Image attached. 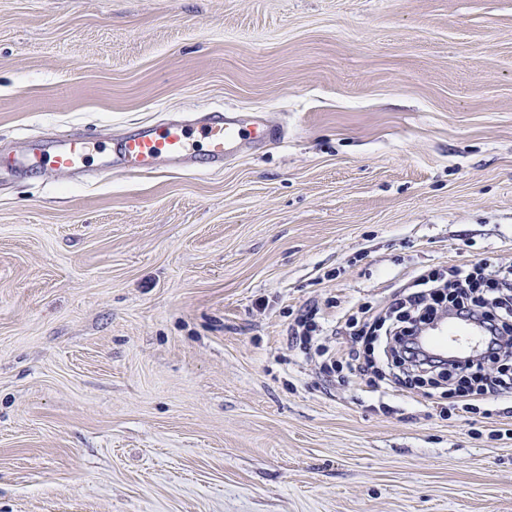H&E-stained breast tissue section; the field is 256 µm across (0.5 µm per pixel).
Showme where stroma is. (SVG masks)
<instances>
[{
	"instance_id": "35a3bbf8",
	"label": "stroma",
	"mask_w": 512,
	"mask_h": 512,
	"mask_svg": "<svg viewBox=\"0 0 512 512\" xmlns=\"http://www.w3.org/2000/svg\"><path fill=\"white\" fill-rule=\"evenodd\" d=\"M204 108L285 137L99 171ZM0 512H512V400L326 377L291 313L512 261V0H0ZM95 145L82 134H68L52 141L37 142L31 145L28 157L20 162L13 160V168H34L43 158L57 171L80 173L84 170L91 146Z\"/></svg>"
}]
</instances>
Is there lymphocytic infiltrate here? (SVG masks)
Returning <instances> with one entry per match:
<instances>
[{
  "instance_id": "1",
  "label": "lymphocytic infiltrate",
  "mask_w": 512,
  "mask_h": 512,
  "mask_svg": "<svg viewBox=\"0 0 512 512\" xmlns=\"http://www.w3.org/2000/svg\"><path fill=\"white\" fill-rule=\"evenodd\" d=\"M451 311L485 324L486 348L478 356L444 361L415 344L428 324ZM343 334L351 336L350 348L335 347ZM288 341L313 354L322 372L373 374L409 394L428 382L447 388L456 408L470 412L477 402L512 397V265L490 272L471 265L450 268L444 275L419 274L396 289L381 312L348 316L331 333L319 307L306 306L289 324Z\"/></svg>"
}]
</instances>
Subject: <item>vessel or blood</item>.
<instances>
[{
	"label": "vessel or blood",
	"instance_id": "vessel-or-blood-1",
	"mask_svg": "<svg viewBox=\"0 0 512 512\" xmlns=\"http://www.w3.org/2000/svg\"><path fill=\"white\" fill-rule=\"evenodd\" d=\"M281 136L280 128L262 120L210 109L197 122L172 120L160 126H141L122 140L118 154L104 166L120 173H146L161 161L176 168H193L202 157L208 168L219 169L247 144ZM91 146V141L78 133L37 142L19 165L34 168L45 159L55 170L76 174L84 170ZM417 342L427 352L462 357L478 352L485 337L478 324L451 318L427 328Z\"/></svg>",
	"mask_w": 512,
	"mask_h": 512
}]
</instances>
